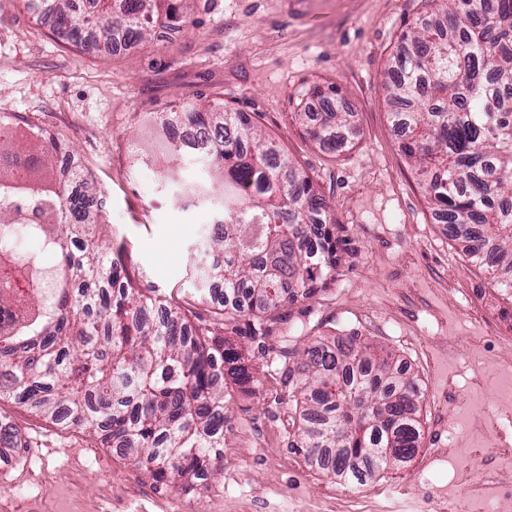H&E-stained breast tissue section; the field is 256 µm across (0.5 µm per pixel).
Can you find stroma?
<instances>
[{"label":"stroma","mask_w":512,"mask_h":512,"mask_svg":"<svg viewBox=\"0 0 512 512\" xmlns=\"http://www.w3.org/2000/svg\"><path fill=\"white\" fill-rule=\"evenodd\" d=\"M181 32L151 36L108 56L64 42L28 12L0 13V114L16 133L32 127L67 138L107 195L105 219L141 287L162 303L193 301L191 274L207 211L186 210L164 190L158 166L136 163L157 150L156 112L191 100L251 113L304 170L348 229L341 271L329 290L287 308L286 338L248 346L257 381L230 400L221 471L182 495L78 427H62L0 399V421L15 424L21 447H0V495L28 470L41 477L40 512H76L77 501L111 485L103 512H336L345 482L310 467L295 450L293 394L282 348L315 336L358 333L398 356L419 383L423 435L408 465L367 481L375 499L347 512H422L421 490L460 493L457 474L481 479L492 442L475 425L497 402L512 403V292L467 257L435 220L401 149L384 84L399 38L432 9L430 0H190ZM333 86L350 114L348 145L326 152L293 118ZM462 397L436 408L446 382Z\"/></svg>","instance_id":"1"}]
</instances>
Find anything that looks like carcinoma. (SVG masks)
I'll return each instance as SVG.
<instances>
[{"label": "carcinoma", "mask_w": 512, "mask_h": 512, "mask_svg": "<svg viewBox=\"0 0 512 512\" xmlns=\"http://www.w3.org/2000/svg\"><path fill=\"white\" fill-rule=\"evenodd\" d=\"M51 2L71 42L104 54L119 37L140 40L183 21L177 0H124L119 13L112 0H93L89 15L76 0ZM433 2L435 12L402 35L391 58L395 126L435 214L512 290V0ZM185 113L200 119L209 151L166 143L140 160H164L161 179L175 198L189 187L183 165L201 167L191 187L214 224L194 278L224 287L206 320L138 286L125 245L98 233L105 222L87 203L98 192L85 170L70 174L83 192L63 197V186L44 177L52 136L36 132L22 144L0 115V227L18 213L3 196L35 202L41 240L60 257L48 296L31 270L37 256L0 236V308L9 310L0 315V398L88 429L156 483L186 492L222 466L227 399L254 382L239 342L266 349L286 308L336 283L346 228L249 113L181 105L156 121L166 126ZM298 116L327 152L345 147L337 129L347 113L328 102L316 120L306 110ZM295 357L294 447L310 466L361 484L415 457L421 392L395 355L353 334L333 343L315 336Z\"/></svg>", "instance_id": "obj_1"}]
</instances>
